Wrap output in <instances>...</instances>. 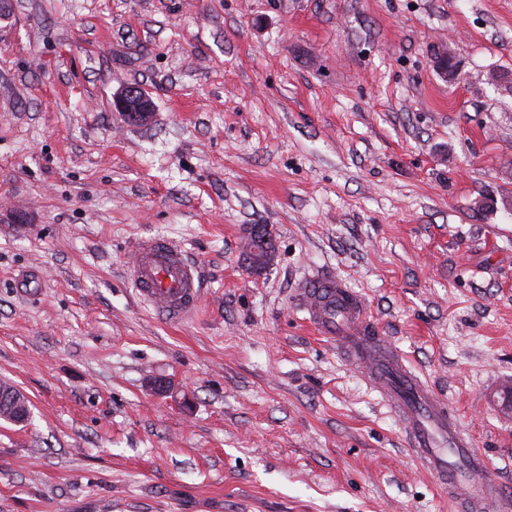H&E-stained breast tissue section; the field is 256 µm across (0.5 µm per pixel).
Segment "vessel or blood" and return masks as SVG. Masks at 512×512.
<instances>
[{
	"mask_svg": "<svg viewBox=\"0 0 512 512\" xmlns=\"http://www.w3.org/2000/svg\"><path fill=\"white\" fill-rule=\"evenodd\" d=\"M128 276L138 295L170 323L193 317L204 294L200 269L180 246L159 238L141 239L128 260ZM308 321L342 345L399 417L412 456L437 484L458 498L462 512H512V496L489 474L446 401L405 357L376 336L362 297L333 277H317L301 291Z\"/></svg>",
	"mask_w": 512,
	"mask_h": 512,
	"instance_id": "b4317fda",
	"label": "vessel or blood"
}]
</instances>
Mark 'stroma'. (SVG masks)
<instances>
[{
	"instance_id": "1",
	"label": "stroma",
	"mask_w": 512,
	"mask_h": 512,
	"mask_svg": "<svg viewBox=\"0 0 512 512\" xmlns=\"http://www.w3.org/2000/svg\"><path fill=\"white\" fill-rule=\"evenodd\" d=\"M148 236L202 267L183 323L127 277ZM315 271L512 489V0H10L0 512H459L295 306ZM117 112L122 113L128 120L130 116L149 120L152 115V100L144 93L139 95L135 87H128L114 100Z\"/></svg>"
}]
</instances>
